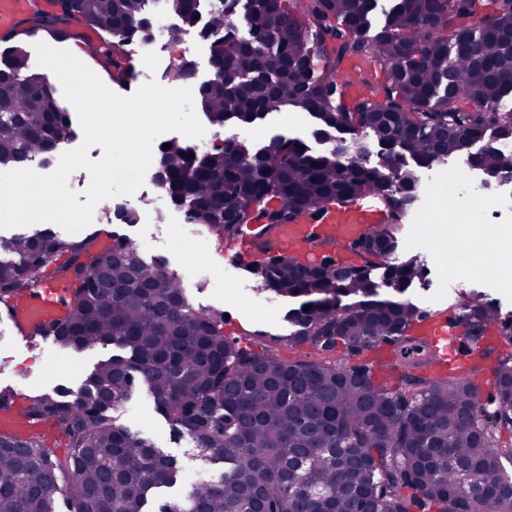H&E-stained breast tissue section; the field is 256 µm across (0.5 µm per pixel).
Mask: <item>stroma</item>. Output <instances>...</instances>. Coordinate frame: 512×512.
I'll list each match as a JSON object with an SVG mask.
<instances>
[{
  "label": "stroma",
  "mask_w": 512,
  "mask_h": 512,
  "mask_svg": "<svg viewBox=\"0 0 512 512\" xmlns=\"http://www.w3.org/2000/svg\"><path fill=\"white\" fill-rule=\"evenodd\" d=\"M55 0H0V54L6 48L20 45L33 51L35 43H56L58 48L72 52L93 70L109 89L128 96L148 81H163L172 58L186 56L197 65V81L212 79L214 70L208 62L209 44L195 36L185 37L180 45L156 39L141 49H130L133 76L127 82L112 80L100 58L91 52L103 37L86 26L72 27L70 38L54 41L49 33L25 35V22L34 13L55 12ZM315 119L308 113L288 108L269 114L249 127H241L230 121L224 126L206 124L205 135L209 138H237L249 148H260L271 138L283 135L295 138L318 153L327 152L329 146L316 139L313 131ZM456 175H449L447 164L441 163L429 169H417L420 200L413 206L402 226L401 236L406 245H413L427 236L429 227L424 224L421 203L435 188L453 187L456 195H467L471 184L480 176L479 170L469 167L464 159L456 161ZM162 194L152 176H145L143 185L130 199L131 207L150 213L151 221L124 224L112 213L111 199L100 201L94 208L93 220L82 229V236H98L104 233L124 237L132 241L146 260H162L168 270L182 279L189 302L197 309H220L232 317L225 324L227 336L251 341L260 346H270L283 358L304 360L315 356L310 346H289L286 337L291 331L285 321V313L299 307L300 299L276 298L261 287L258 279L247 267H234L226 258V249L208 230L199 224H189L185 215L172 204L160 201ZM425 273L414 281L404 293H396L385 283H378L377 296L381 299H402L423 310L440 312L442 317H456L457 304L468 291L477 290L512 312V266L499 258H490L482 268L466 270L464 276L450 272V263L442 258L435 247L419 250ZM112 347L97 348L81 353L60 349L51 340L29 338L21 335L0 310V388L33 395L49 390L58 384L79 388L94 364L109 357ZM117 415L125 426L152 439L156 445L196 468L197 450L189 439L173 435L163 415L150 404L144 385H136L133 396Z\"/></svg>",
  "instance_id": "1"
}]
</instances>
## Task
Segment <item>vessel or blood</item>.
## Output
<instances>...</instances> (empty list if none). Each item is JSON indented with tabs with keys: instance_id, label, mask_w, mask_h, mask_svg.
<instances>
[{
	"instance_id": "1",
	"label": "vessel or blood",
	"mask_w": 512,
	"mask_h": 512,
	"mask_svg": "<svg viewBox=\"0 0 512 512\" xmlns=\"http://www.w3.org/2000/svg\"><path fill=\"white\" fill-rule=\"evenodd\" d=\"M369 64L364 60H357L348 65L341 75L345 86V99L354 102L365 94L366 89L361 82L362 75L368 71ZM385 211L381 201L374 195L359 197L352 203L344 206L329 204L323 209L317 224H283L274 230L270 236H262L258 226H248L238 239L241 257H249L260 246H267L273 252L308 254L309 232H316L319 237L328 239H353L370 231L373 225L381 223ZM61 294L54 287L48 286L37 290L31 299L19 303L8 317L14 327L23 334L32 333L35 325L58 317L63 308L60 304ZM432 347L437 358L438 371L461 365L465 354L457 344L455 329L448 321L432 320L423 323L419 328Z\"/></svg>"
}]
</instances>
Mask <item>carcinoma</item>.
Returning a JSON list of instances; mask_svg holds the SVG:
<instances>
[{
    "label": "carcinoma",
    "instance_id": "carcinoma-1",
    "mask_svg": "<svg viewBox=\"0 0 512 512\" xmlns=\"http://www.w3.org/2000/svg\"><path fill=\"white\" fill-rule=\"evenodd\" d=\"M149 0H56L57 11L37 12L27 32L71 35L84 24L108 37L95 49L111 75L130 76L123 47L151 38ZM181 18L182 35L209 44L214 78L196 94L214 125L251 124L290 107L314 116L317 135L344 140L364 132L401 145V157L426 168L462 157L485 175L512 177V0H395L384 24L372 29L378 0H306V21L287 0H232L242 5L249 38L224 33V5L199 25L200 0H154ZM371 57L381 78L364 79L370 94L343 103L338 77L345 62ZM193 61L173 59L168 81L192 83ZM71 134V120L48 77L20 46L0 66V166L23 169L49 159ZM336 164L334 153L313 154L301 142L277 137L250 151L234 139L213 146L190 164L181 144L160 150L165 190L186 208L191 223L229 244L265 211L272 230L326 203H349L372 192L386 222L348 241H318L321 259L302 261L272 253L253 264L265 290L280 297L331 290L365 300L348 309L309 302L287 315L291 346L309 345L321 356L288 361L273 349H251L224 335V311L197 310L179 276L160 261H145L127 239L105 251L92 238L73 240L51 227L0 241V309L9 311L40 285H76L65 314L35 335L62 349L112 345L121 353L96 363L76 392L59 387L34 395L21 408L29 434L0 435V512H55L63 475L75 512H148V497L181 478L178 459L112 415L142 380L154 409L177 437L190 439L219 480L198 478L185 497L159 512H449L454 499L468 512H512V350L484 348L467 366L430 375L434 354L415 335L424 318L411 304L370 300L372 273L403 288L422 275L398 221L417 200L418 177L404 169L392 179L365 166L357 141ZM361 255L358 267L334 261L333 250ZM380 263H375V260ZM460 343L480 345L507 322L493 301L472 292L459 304ZM399 346L401 373L392 378L349 359ZM343 348L340 358L330 355ZM496 356L494 415L480 405L481 360ZM394 383H389V380ZM50 424L67 440L52 456L39 427ZM21 448L23 453L14 449Z\"/></svg>",
    "mask_w": 512,
    "mask_h": 512
}]
</instances>
